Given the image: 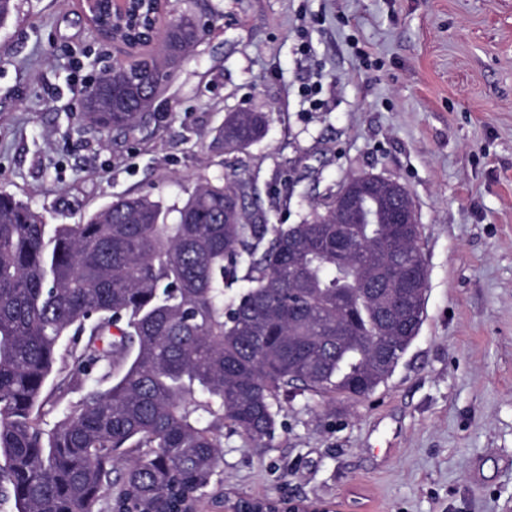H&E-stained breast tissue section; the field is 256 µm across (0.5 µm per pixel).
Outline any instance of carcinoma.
<instances>
[{
	"label": "carcinoma",
	"mask_w": 512,
	"mask_h": 512,
	"mask_svg": "<svg viewBox=\"0 0 512 512\" xmlns=\"http://www.w3.org/2000/svg\"><path fill=\"white\" fill-rule=\"evenodd\" d=\"M150 9L136 5L123 34L140 37ZM94 22L118 34L103 0ZM198 38L179 15L158 48L85 90L81 122L138 130ZM265 124L230 112L213 144L243 153ZM395 186L349 224L336 195L287 226L248 210L237 174L170 207L116 197L80 224L0 193V497L17 512H100L106 497L109 512H182L208 495L224 434L272 439L291 391L374 393L418 336L427 288L422 225L389 220L413 210ZM389 275L411 287L388 314ZM59 375L81 398L47 429Z\"/></svg>",
	"instance_id": "cac0c4a2"
}]
</instances>
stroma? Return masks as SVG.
<instances>
[{"label": "stroma", "instance_id": "1", "mask_svg": "<svg viewBox=\"0 0 512 512\" xmlns=\"http://www.w3.org/2000/svg\"><path fill=\"white\" fill-rule=\"evenodd\" d=\"M200 40L144 127L80 121L79 88L134 52L82 0H15L0 26V192L49 224L123 194L182 202L240 168L273 224L350 176L408 190L428 272L420 333L363 399L301 394L276 435L225 439L216 491L341 512H512V0H178ZM369 50L361 58L360 50ZM265 113L243 156L226 113Z\"/></svg>", "mask_w": 512, "mask_h": 512}]
</instances>
